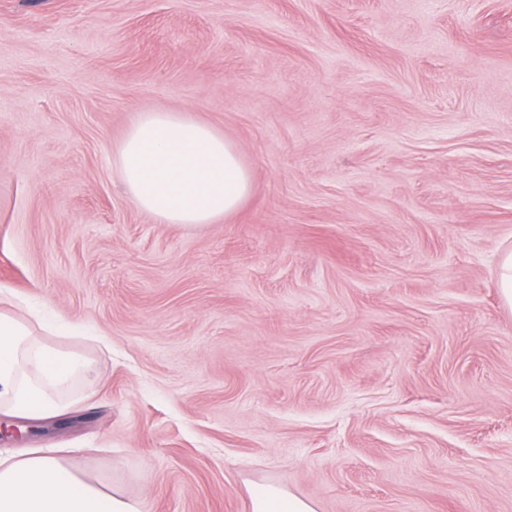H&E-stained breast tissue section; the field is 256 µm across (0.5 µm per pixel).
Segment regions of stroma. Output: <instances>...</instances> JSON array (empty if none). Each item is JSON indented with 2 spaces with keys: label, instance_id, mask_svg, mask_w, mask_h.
Here are the masks:
<instances>
[{
  "label": "stroma",
  "instance_id": "1",
  "mask_svg": "<svg viewBox=\"0 0 512 512\" xmlns=\"http://www.w3.org/2000/svg\"><path fill=\"white\" fill-rule=\"evenodd\" d=\"M189 111L252 176L162 224L114 150ZM512 0H0V290L89 362L67 449L145 512H512ZM498 288L504 304L512 308V250L506 251L501 258ZM251 512H315L313 504L281 487L265 481L251 490Z\"/></svg>",
  "mask_w": 512,
  "mask_h": 512
}]
</instances>
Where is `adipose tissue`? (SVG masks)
I'll return each mask as SVG.
<instances>
[{
    "label": "adipose tissue",
    "mask_w": 512,
    "mask_h": 512,
    "mask_svg": "<svg viewBox=\"0 0 512 512\" xmlns=\"http://www.w3.org/2000/svg\"><path fill=\"white\" fill-rule=\"evenodd\" d=\"M115 166L135 205L163 224H213L238 209L251 173L223 133L184 112H139L115 149ZM88 362L52 346L20 316L0 310V413L47 419L76 406L68 394ZM0 512H144L121 489L104 490L74 471L61 449L0 454ZM251 512H315L266 481Z\"/></svg>",
    "instance_id": "1"
}]
</instances>
